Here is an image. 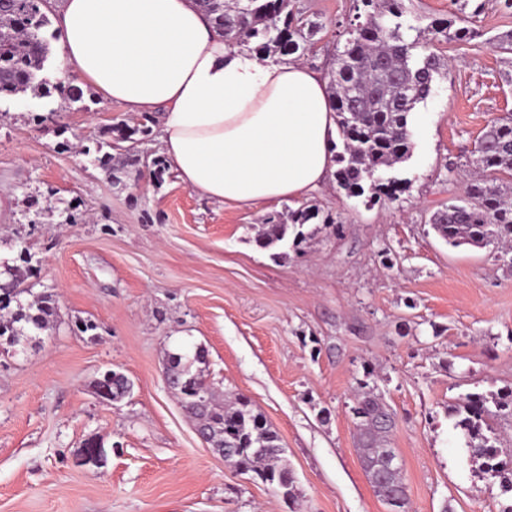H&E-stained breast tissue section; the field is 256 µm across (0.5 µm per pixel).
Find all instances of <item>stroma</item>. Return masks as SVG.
Here are the masks:
<instances>
[{"mask_svg":"<svg viewBox=\"0 0 512 512\" xmlns=\"http://www.w3.org/2000/svg\"><path fill=\"white\" fill-rule=\"evenodd\" d=\"M296 2L325 25L301 60L328 73L355 0ZM466 13L476 35L435 42L445 67L412 115L409 158L388 172L400 185L377 203L332 180L286 203H213L174 172L154 181L159 114L90 86L76 102L0 99V261L18 264L26 245L28 285L58 306L39 343L0 345V512H388L359 457L351 407L364 382L395 415L408 512L512 503L505 483L478 476L452 414L465 394L512 389V257L450 246L429 224L462 197L487 126L512 114V53L495 45L512 8L468 0ZM143 122L136 166L119 155L107 171L80 151ZM313 204L340 217L341 235L324 228L278 256L256 246L265 215ZM199 346L217 393L247 398L279 433L294 500L225 462L166 387L167 354ZM110 370L134 384L118 403L94 388ZM90 439L101 465L81 460Z\"/></svg>","mask_w":512,"mask_h":512,"instance_id":"stroma-1","label":"stroma"}]
</instances>
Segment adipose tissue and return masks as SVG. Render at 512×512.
Wrapping results in <instances>:
<instances>
[{"mask_svg":"<svg viewBox=\"0 0 512 512\" xmlns=\"http://www.w3.org/2000/svg\"><path fill=\"white\" fill-rule=\"evenodd\" d=\"M65 75L132 112L162 111L168 167L209 201L253 205L325 186L327 81L230 45L191 0H61Z\"/></svg>","mask_w":512,"mask_h":512,"instance_id":"obj_1","label":"adipose tissue"}]
</instances>
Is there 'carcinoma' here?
Instances as JSON below:
<instances>
[{"label": "carcinoma", "instance_id": "carcinoma-1", "mask_svg": "<svg viewBox=\"0 0 512 512\" xmlns=\"http://www.w3.org/2000/svg\"><path fill=\"white\" fill-rule=\"evenodd\" d=\"M46 2L0 0V97L28 93L37 97L55 89L66 91V98L72 101L82 97L76 86H51L38 79L54 39L47 33ZM358 2L356 16L340 32L345 43L334 60L329 83L343 140V151L336 154V182L349 197L364 195L367 187H386L370 174L409 157L411 114L430 95L434 76L441 69L433 40H464L471 34L463 4L428 38L425 31L404 21L402 0ZM193 4L210 17L229 42L270 58L304 53L321 40L325 29L319 20L294 10L291 0H250L246 12L233 2L224 7L215 0H193ZM148 132L145 123L112 127L111 141L96 146V161L102 168L112 169V150ZM473 155L480 177L467 185L466 197L460 202L450 203L431 216V227L453 247L511 244L512 201L503 196L497 182L504 174L512 176V117L495 121L477 140ZM315 222L332 228L335 234L343 231L331 213L309 205L266 217L255 243L262 249L289 241L297 246L310 236L304 227ZM4 273L7 277L0 279V341L18 344L28 338L26 329L49 328L57 306L51 294L27 304L19 302L31 289L23 286L24 280L11 269ZM205 358V350L199 348L190 360L179 353L168 357L166 375L185 412L211 437V445L223 450L226 462L271 488L288 486V497L295 498V477L277 432L243 397L229 404L220 401L204 370H192L194 364L205 363ZM95 388L106 389L117 402L129 396L132 383L124 374L108 371ZM505 409L512 411V392L497 397L469 393L455 408V427L465 432L466 445L481 460L479 471L488 479L501 477L507 469L512 471V453L503 458L504 450L488 436L492 432L490 420ZM352 412L364 470L369 477L382 476L379 482L370 481L374 494L393 512H405L408 497L402 472L384 467L394 428L390 410L370 389L358 394Z\"/></svg>", "mask_w": 512, "mask_h": 512}]
</instances>
